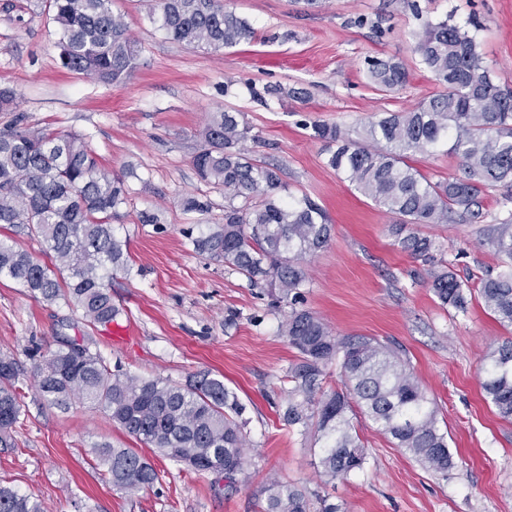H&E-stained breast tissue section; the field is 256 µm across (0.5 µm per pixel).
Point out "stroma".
Returning <instances> with one entry per match:
<instances>
[{"mask_svg": "<svg viewBox=\"0 0 512 512\" xmlns=\"http://www.w3.org/2000/svg\"><path fill=\"white\" fill-rule=\"evenodd\" d=\"M254 30L252 39L212 51L166 39L147 17L145 0H114L142 47L140 65L120 85L67 72L46 0H0V89L16 96L0 112V128L21 121L33 130L82 135L101 165L132 168L129 200L112 231L126 241L131 272L112 276V300L134 330L126 345H111L103 328L83 325L64 302L31 297L0 278V355L24 358L32 348H55V336H89L111 365L142 378L185 382L209 371L223 377L246 407L249 443L236 493L215 475L200 474L158 455L153 486L138 492L112 487L90 450L136 442L103 409L73 403L60 411L23 378L26 416L17 447L0 449V483L37 499L42 512H256L269 476L312 491L339 512H512V421L499 417L482 389L480 365L511 334L480 296L466 310H443L426 283L424 263L395 245V217L328 167L329 146L313 122L363 136L369 122L413 108L440 84L419 63L416 35L426 21L445 18L475 38L493 79L512 86V0H227ZM392 58L408 71L393 92L374 89L367 61ZM280 85L307 98L254 92ZM243 113L254 139L249 154L277 166L294 197L307 196L333 226L326 248L308 259L307 309L337 336H368L395 345L408 358L448 434L454 465L447 475L425 470L380 434L371 420L354 425L368 452L364 469L320 486L313 434L283 427L282 377L296 352L280 334L283 310L262 289L224 264L197 255L182 235L191 224H218L224 194L198 177L192 158L210 113ZM503 185L489 187L482 224H423L435 239L436 259L460 276L497 273L501 259L484 239L501 212ZM204 197V215L185 213L187 196ZM159 223L143 224L142 212Z\"/></svg>", "mask_w": 512, "mask_h": 512, "instance_id": "35a3bbf8", "label": "stroma"}]
</instances>
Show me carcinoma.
<instances>
[{
    "instance_id": "carcinoma-1",
    "label": "carcinoma",
    "mask_w": 512,
    "mask_h": 512,
    "mask_svg": "<svg viewBox=\"0 0 512 512\" xmlns=\"http://www.w3.org/2000/svg\"><path fill=\"white\" fill-rule=\"evenodd\" d=\"M59 34L62 68L88 78L120 84L136 69L140 45L128 33L112 0H49ZM150 18L166 38L190 49L219 51L253 37L247 21L224 0H152ZM420 64L444 90L413 109L386 114L366 129L364 141L336 125H313L314 136L336 149L327 165L397 217L389 231L401 251L430 264L427 283L439 305L466 310L472 288L448 263H434L435 241L417 224H446L458 216L484 222L482 194L489 186L512 188V88L496 84L483 64L475 38L448 20L428 22L417 36ZM369 78L381 91L406 82L402 64L375 58ZM255 139L240 112H213L193 157L200 178L224 192V223L184 231L195 253L265 288L273 303L290 307L280 334L297 351L283 376L287 401L280 419L286 427L314 430L320 446V482L346 480L367 464L353 419L361 412L396 447L423 468L442 475L452 466L437 409L400 351L364 336L339 337L320 317L296 304L308 283L307 257L331 240L322 207L304 197L284 199L279 169L248 156ZM460 159L462 175L432 182L407 163L409 155L442 146ZM133 172L107 174L78 134L32 131L18 123L0 129V228L38 241L42 262L0 235V277L31 296L63 301L82 311L89 324L105 325L120 308L109 291L114 271H129L126 242L112 233L129 195ZM506 216L486 244L504 257L503 269L477 284L485 308L512 328V192L501 200ZM30 367L0 356V447L15 448L16 428L25 415L19 385L30 370L40 396L60 409L74 402L105 408L127 435L196 472L236 468L224 488L238 487L246 463L244 405L224 379L209 372L179 384L145 379L112 369L86 342L56 339ZM340 366L342 387L323 391L329 367ZM483 391L499 416L512 420V339L484 359ZM92 454L112 486L124 491L151 487L158 472L136 448L97 444ZM306 492L276 477L261 490L258 512H310ZM0 512H41L27 495L0 484Z\"/></svg>"
}]
</instances>
